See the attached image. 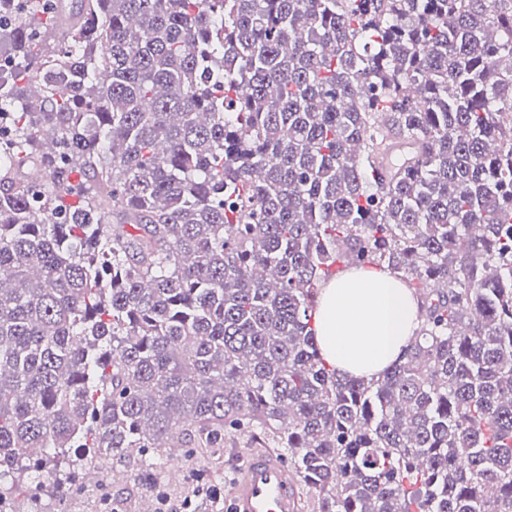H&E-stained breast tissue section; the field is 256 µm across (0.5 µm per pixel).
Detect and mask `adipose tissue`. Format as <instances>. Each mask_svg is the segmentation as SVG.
I'll return each instance as SVG.
<instances>
[{"instance_id": "ef3b65f1", "label": "adipose tissue", "mask_w": 512, "mask_h": 512, "mask_svg": "<svg viewBox=\"0 0 512 512\" xmlns=\"http://www.w3.org/2000/svg\"><path fill=\"white\" fill-rule=\"evenodd\" d=\"M421 319L411 290L388 271L348 268L321 290L314 330L323 359L358 378L403 359Z\"/></svg>"}]
</instances>
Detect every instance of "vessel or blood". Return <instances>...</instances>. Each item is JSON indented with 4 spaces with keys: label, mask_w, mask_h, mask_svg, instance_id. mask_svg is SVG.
Returning a JSON list of instances; mask_svg holds the SVG:
<instances>
[{
    "label": "vessel or blood",
    "mask_w": 512,
    "mask_h": 512,
    "mask_svg": "<svg viewBox=\"0 0 512 512\" xmlns=\"http://www.w3.org/2000/svg\"><path fill=\"white\" fill-rule=\"evenodd\" d=\"M298 479L275 455L253 456L239 471L229 498L230 512H299Z\"/></svg>",
    "instance_id": "obj_1"
}]
</instances>
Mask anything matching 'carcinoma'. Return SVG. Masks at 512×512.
Instances as JSON below:
<instances>
[{"label":"carcinoma","instance_id":"1","mask_svg":"<svg viewBox=\"0 0 512 512\" xmlns=\"http://www.w3.org/2000/svg\"><path fill=\"white\" fill-rule=\"evenodd\" d=\"M505 57L512 0H0V512L240 438L301 512H512ZM351 266L422 317L370 382ZM421 319L411 290L388 271L348 268L321 290L314 330L323 359L358 378H377L403 359Z\"/></svg>","mask_w":512,"mask_h":512}]
</instances>
